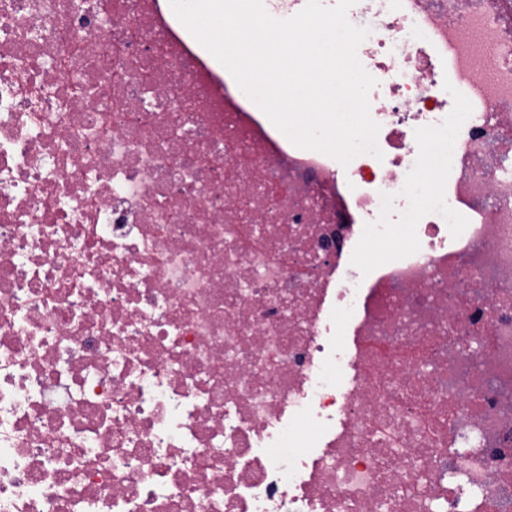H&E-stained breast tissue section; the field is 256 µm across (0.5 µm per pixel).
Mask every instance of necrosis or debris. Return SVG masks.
Masks as SVG:
<instances>
[{
  "label": "necrosis or debris",
  "instance_id": "obj_1",
  "mask_svg": "<svg viewBox=\"0 0 512 512\" xmlns=\"http://www.w3.org/2000/svg\"><path fill=\"white\" fill-rule=\"evenodd\" d=\"M348 18L344 166L168 0H0V512H512V0Z\"/></svg>",
  "mask_w": 512,
  "mask_h": 512
}]
</instances>
